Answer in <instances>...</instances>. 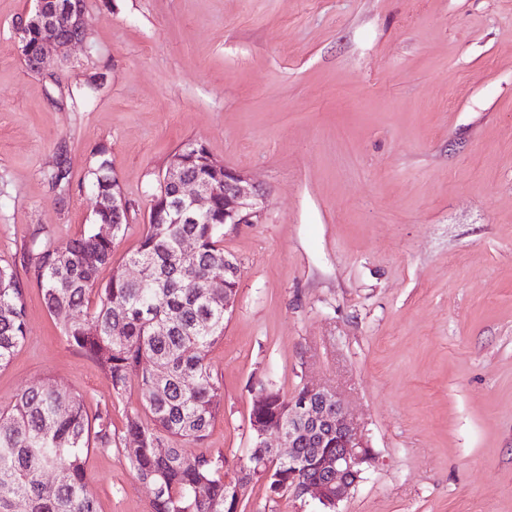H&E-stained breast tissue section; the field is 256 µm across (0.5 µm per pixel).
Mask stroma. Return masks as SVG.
Returning <instances> with one entry per match:
<instances>
[{
	"mask_svg": "<svg viewBox=\"0 0 512 512\" xmlns=\"http://www.w3.org/2000/svg\"><path fill=\"white\" fill-rule=\"evenodd\" d=\"M87 39L27 69L0 0V261L27 338L0 409L32 385L140 409L70 345L31 256L87 232L107 158L134 204L100 270L128 259L172 155L206 146L267 187L224 227L237 303L207 362L225 480L252 445L253 387L340 394L376 458L335 512H512V0H85ZM69 169L66 190L45 174ZM99 512H151L120 449L91 451ZM240 512H322L253 480Z\"/></svg>",
	"mask_w": 512,
	"mask_h": 512,
	"instance_id": "obj_1",
	"label": "stroma"
}]
</instances>
